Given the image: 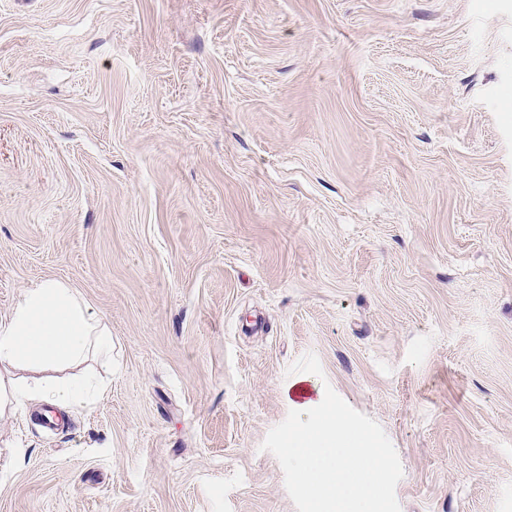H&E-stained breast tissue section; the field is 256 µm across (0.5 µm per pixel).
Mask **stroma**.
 Returning <instances> with one entry per match:
<instances>
[{
    "mask_svg": "<svg viewBox=\"0 0 512 512\" xmlns=\"http://www.w3.org/2000/svg\"><path fill=\"white\" fill-rule=\"evenodd\" d=\"M46 278L112 373L0 512H297L309 353L401 512H512V0H0V319Z\"/></svg>",
    "mask_w": 512,
    "mask_h": 512,
    "instance_id": "35a3bbf8",
    "label": "stroma"
}]
</instances>
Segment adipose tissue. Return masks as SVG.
Returning <instances> with one entry per match:
<instances>
[{
	"label": "adipose tissue",
	"instance_id": "ef3b65f1",
	"mask_svg": "<svg viewBox=\"0 0 512 512\" xmlns=\"http://www.w3.org/2000/svg\"><path fill=\"white\" fill-rule=\"evenodd\" d=\"M112 367V332L67 282L27 289L0 320V416L45 400L63 411L92 407L104 392L83 366Z\"/></svg>",
	"mask_w": 512,
	"mask_h": 512
}]
</instances>
